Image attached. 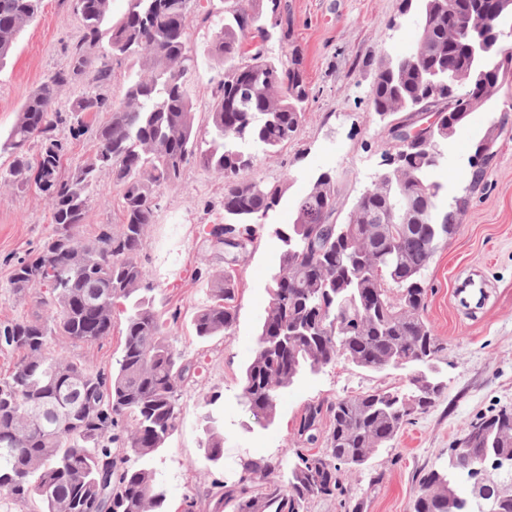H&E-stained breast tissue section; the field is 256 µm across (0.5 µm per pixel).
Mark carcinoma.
I'll use <instances>...</instances> for the list:
<instances>
[{
	"mask_svg": "<svg viewBox=\"0 0 512 512\" xmlns=\"http://www.w3.org/2000/svg\"><path fill=\"white\" fill-rule=\"evenodd\" d=\"M192 0H129L123 16L106 25L112 0H76L83 36L68 64L30 89L18 118L0 137L9 159L0 178L20 189L35 186L51 201L53 233L26 257L10 278L12 292L27 297L45 289L47 316L0 322V351L19 353L0 378V506L22 504L29 512H168V497L151 466L177 429L180 387L191 362L169 339L176 310L161 311L155 287L139 261L149 225L155 223L162 189L177 184L194 164L224 178V216L207 241L227 264L250 251L287 184L246 176L259 152L276 153L294 139L306 112L309 89L298 50L287 61L267 55L275 32L291 33L280 0H237L216 24L209 54L224 62L213 92L205 135L195 127L187 75L195 67L188 15ZM42 0H0V66L21 32L34 21ZM494 11L495 30H512V0H483ZM469 0H400L414 12L420 36L416 50L379 60L370 101L391 126L397 116L438 98L440 127L459 99L463 117L494 100L512 78V47L472 58L462 35ZM249 21L244 26L236 14ZM108 38L112 55L135 58L147 69L133 76L125 98L112 103L96 93L74 99L63 113L59 87L84 76L105 86L112 70L92 54ZM487 72L482 85L471 71ZM108 118L95 129L93 156L64 167L62 124L72 138L88 129L86 118ZM448 146L440 133L430 141L393 145L403 178L394 179L401 203L413 211L410 224H351L327 230L336 215V178L323 172L297 202L296 222L276 235L280 267L270 281L269 307L258 328L251 360L239 379L238 400L270 422L281 398L306 374L343 360L372 374L405 371L401 385L376 388L306 406L297 435L307 444L288 463L280 458H243L237 478L224 486L214 512H308L315 498L343 493L341 472L365 469L403 427L435 406L443 388L447 347L424 317L425 272L438 244L456 233L469 197L449 201L434 172ZM107 169L121 190V223L84 232L87 204L99 171ZM392 201L360 194L352 207L385 215ZM231 275L208 281L209 302L193 316L195 336L212 339L236 325ZM124 314V338L116 367L105 371L86 361L54 354L60 336L92 344L112 335L116 311ZM54 407L61 429L33 430L12 438L33 403ZM329 418L325 446L319 427ZM205 457L224 465L218 416H206ZM502 461L490 485H475L473 462L482 455ZM410 512H512V409L502 407L472 421L448 452L445 464L421 479Z\"/></svg>",
	"mask_w": 512,
	"mask_h": 512,
	"instance_id": "1",
	"label": "carcinoma"
}]
</instances>
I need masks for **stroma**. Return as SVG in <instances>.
<instances>
[{
  "instance_id": "35a3bbf8",
  "label": "stroma",
  "mask_w": 512,
  "mask_h": 512,
  "mask_svg": "<svg viewBox=\"0 0 512 512\" xmlns=\"http://www.w3.org/2000/svg\"><path fill=\"white\" fill-rule=\"evenodd\" d=\"M399 3L281 0L291 16L293 40H271L267 51L271 58L281 59L290 45H298L311 95L297 136L279 153L258 155L249 171L267 182L286 181L287 191L253 248L235 267L237 321L228 334L203 341L191 326L194 313L208 300V279L225 269L223 260L204 242L206 225L223 214L224 180L190 165L177 186L161 192L141 263L156 287L157 305L180 310L171 341L194 363L181 386L179 426L152 461L171 507L180 506L190 495L196 512H213L218 486L233 481L240 458H285L299 447L296 427L308 404L400 381L399 372L371 375L341 361L290 387L273 422L255 418L238 403L240 371L254 354L258 326L267 315L270 277L280 264L281 243L275 228L294 222L296 200L323 172L336 178L335 220L344 222L353 199L381 168L388 128L368 105L376 65L380 58L414 52L419 38L415 13H401ZM228 7L227 0H198L189 18L192 49L204 56L188 81L200 121L224 72L223 62L204 55L215 31L205 15L220 14ZM81 34L73 0H43L39 16L0 68L1 134L15 122L25 92L67 65V50ZM111 65L112 81L105 87L95 88L82 79L61 88L58 109L67 111L77 96L94 90L121 101L135 66L132 60L116 58ZM492 126L498 133L497 154L475 187L470 159ZM437 178L449 196H470L458 232L439 246L425 274L424 316L448 347L446 387L437 405L407 425L392 447L379 450L369 467L345 474L349 494L362 501L363 512H409L423 475L447 460L450 446L469 424L479 415L512 407V87L504 88L497 100L472 112L457 127ZM119 204L111 172L101 171L88 204L87 223H119ZM52 228L50 201L43 193L0 182V322L44 314L37 294L18 298L9 279L13 263L37 248ZM474 272L489 282L491 290L484 309L470 313L457 307L454 288ZM123 327L124 317L118 314L107 340L75 347L59 337L52 347L107 370L120 355ZM214 396L224 407V465L217 469L206 461L203 448L204 404Z\"/></svg>"
}]
</instances>
